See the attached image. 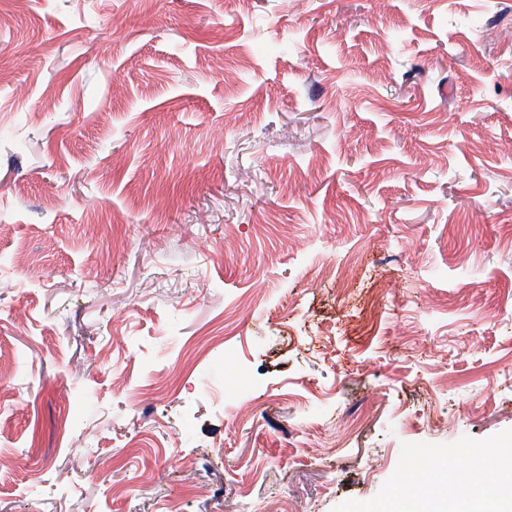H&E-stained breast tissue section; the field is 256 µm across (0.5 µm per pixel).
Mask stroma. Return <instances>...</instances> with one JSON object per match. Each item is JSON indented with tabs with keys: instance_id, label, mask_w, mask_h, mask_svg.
Masks as SVG:
<instances>
[{
	"instance_id": "stroma-1",
	"label": "stroma",
	"mask_w": 512,
	"mask_h": 512,
	"mask_svg": "<svg viewBox=\"0 0 512 512\" xmlns=\"http://www.w3.org/2000/svg\"><path fill=\"white\" fill-rule=\"evenodd\" d=\"M509 28L512 0H0V512L499 483Z\"/></svg>"
}]
</instances>
